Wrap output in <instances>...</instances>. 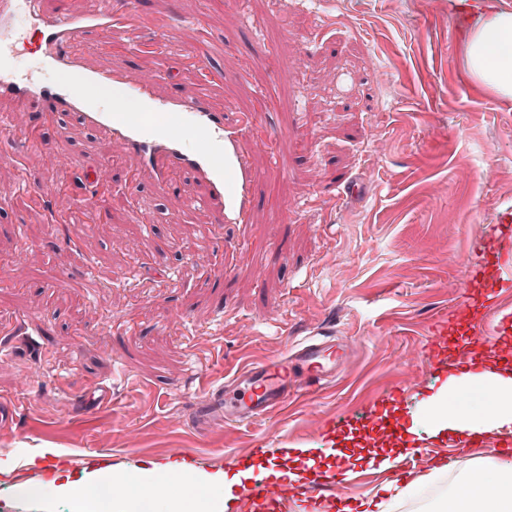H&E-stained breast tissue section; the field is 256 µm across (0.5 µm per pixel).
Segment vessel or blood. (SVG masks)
<instances>
[{
    "mask_svg": "<svg viewBox=\"0 0 512 512\" xmlns=\"http://www.w3.org/2000/svg\"><path fill=\"white\" fill-rule=\"evenodd\" d=\"M20 13L35 21L40 33V56L48 66L79 73L87 85L117 86L126 96L153 101V76L131 81L112 70H83L79 63L76 44L80 36L93 33L111 38L115 29L133 22L129 11L113 9L110 0H105L104 5L80 17L66 12L47 15L41 10L40 0H0V58L12 55L25 39L11 23ZM2 95L22 104L38 105L46 112L75 117L105 138H122L146 164H175L192 171L209 185L212 199L220 203V223H244L251 203L246 155L256 149L257 143L246 138L244 123L226 124L223 113L209 111L204 100L166 103V110L174 112L176 119L154 132L147 123L124 113L90 106L76 87L18 79L1 70ZM469 272L479 278L482 305H491L512 290L511 208L497 216L495 231L483 238L480 260ZM334 345L329 337L310 338L293 343L287 360L242 366L224 382L203 388L196 401V419L204 425L216 415L249 423L285 408L295 392L296 369H303L319 384L333 378L330 351ZM241 499L250 512H311L317 505L309 484L290 487L273 476L243 487Z\"/></svg>",
    "mask_w": 512,
    "mask_h": 512,
    "instance_id": "vessel-or-blood-1",
    "label": "vessel or blood"
}]
</instances>
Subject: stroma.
Instances as JSON below:
<instances>
[{"label": "stroma", "mask_w": 512, "mask_h": 512, "mask_svg": "<svg viewBox=\"0 0 512 512\" xmlns=\"http://www.w3.org/2000/svg\"><path fill=\"white\" fill-rule=\"evenodd\" d=\"M453 3L142 0L111 41L80 38L84 69L152 72L159 100L248 113L263 146L247 159L242 224L198 205L196 175L160 184L124 140L0 98V114L45 136L32 151L0 135V411L22 401L0 422V512H40L11 482L35 455L98 453L125 474L186 457L207 471L261 465L271 439L327 449L333 420L381 404L410 415L439 389L432 328L459 329L466 268L512 207V100L467 73ZM60 144L73 164L61 195ZM103 160L119 195L83 214ZM321 335L347 351L333 383L248 424L193 427L204 383ZM450 452L425 460L421 495L400 469L356 464L352 512L439 506L489 450Z\"/></svg>", "instance_id": "35a3bbf8"}]
</instances>
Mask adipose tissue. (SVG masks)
Returning a JSON list of instances; mask_svg holds the SVG:
<instances>
[{
  "mask_svg": "<svg viewBox=\"0 0 512 512\" xmlns=\"http://www.w3.org/2000/svg\"><path fill=\"white\" fill-rule=\"evenodd\" d=\"M465 67L489 92L512 99V11H488L470 27ZM423 415L433 437L512 430V374L487 366L463 374L428 400ZM249 477L246 471L229 474L174 462L107 480L90 468L74 474L55 465L45 483L18 492L39 499L45 512H53L60 501L72 503L75 512H196L201 496L209 512H223L236 486ZM458 483L460 492L450 496L451 512H512V459L494 460L485 472L463 474Z\"/></svg>",
  "mask_w": 512,
  "mask_h": 512,
  "instance_id": "ef3b65f1",
  "label": "adipose tissue"
}]
</instances>
